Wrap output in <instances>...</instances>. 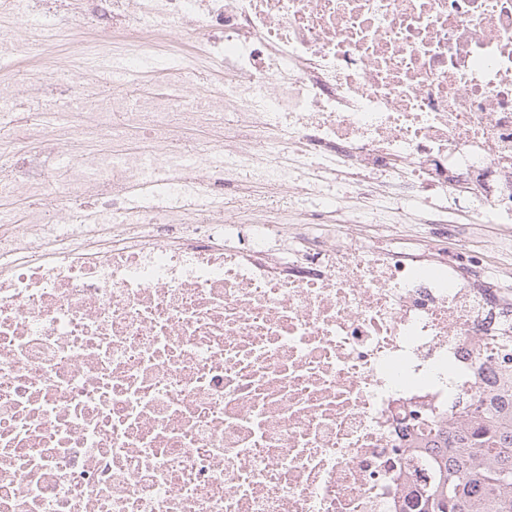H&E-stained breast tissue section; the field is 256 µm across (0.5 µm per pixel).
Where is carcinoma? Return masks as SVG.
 <instances>
[{"instance_id":"obj_1","label":"carcinoma","mask_w":512,"mask_h":512,"mask_svg":"<svg viewBox=\"0 0 512 512\" xmlns=\"http://www.w3.org/2000/svg\"><path fill=\"white\" fill-rule=\"evenodd\" d=\"M486 401L446 429L433 417L421 423L406 457L421 455L422 444L435 452L408 512H512V370Z\"/></svg>"}]
</instances>
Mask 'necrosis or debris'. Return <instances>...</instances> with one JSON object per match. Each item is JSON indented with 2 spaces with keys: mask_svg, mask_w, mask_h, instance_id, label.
Returning <instances> with one entry per match:
<instances>
[{
  "mask_svg": "<svg viewBox=\"0 0 512 512\" xmlns=\"http://www.w3.org/2000/svg\"><path fill=\"white\" fill-rule=\"evenodd\" d=\"M33 2L137 60L201 42L184 84L107 103L0 0V194L43 199L0 236V512H401L411 435L498 387L512 306L465 241L359 234L469 198L512 266V0ZM197 123L223 138L177 150ZM107 131L141 144L46 163ZM146 178L195 191L131 204Z\"/></svg>",
  "mask_w": 512,
  "mask_h": 512,
  "instance_id": "necrosis-or-debris-1",
  "label": "necrosis or debris"
}]
</instances>
